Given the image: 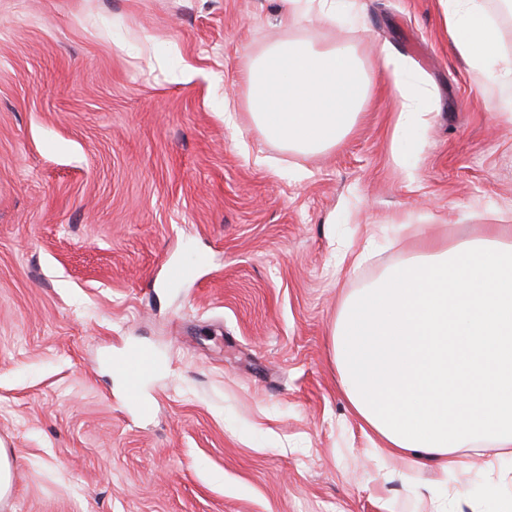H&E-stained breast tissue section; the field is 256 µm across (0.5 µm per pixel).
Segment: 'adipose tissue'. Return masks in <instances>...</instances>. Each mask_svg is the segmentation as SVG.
I'll return each instance as SVG.
<instances>
[{
  "instance_id": "obj_1",
  "label": "adipose tissue",
  "mask_w": 512,
  "mask_h": 512,
  "mask_svg": "<svg viewBox=\"0 0 512 512\" xmlns=\"http://www.w3.org/2000/svg\"><path fill=\"white\" fill-rule=\"evenodd\" d=\"M288 35L259 49L241 76L251 120L295 153L340 145L378 82L354 50L294 35L300 21L359 17L360 0H280ZM443 23L470 68L505 62L500 29L483 0H439ZM399 114L397 160L432 93L379 49ZM332 361L354 415L397 476L436 464L467 472L469 453L492 444L512 455V226L453 244L421 236L416 252L349 294L331 329Z\"/></svg>"
}]
</instances>
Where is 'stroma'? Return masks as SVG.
I'll use <instances>...</instances> for the list:
<instances>
[{"mask_svg":"<svg viewBox=\"0 0 512 512\" xmlns=\"http://www.w3.org/2000/svg\"><path fill=\"white\" fill-rule=\"evenodd\" d=\"M362 2L299 30L381 75L306 156L258 134L240 79L279 0H0V512H432L438 473L379 463L329 330L419 233L512 225V82L458 56L438 0ZM381 46L432 92L401 166ZM143 346L133 398L115 365ZM494 453L448 512H512Z\"/></svg>","mask_w":512,"mask_h":512,"instance_id":"obj_1","label":"stroma"}]
</instances>
